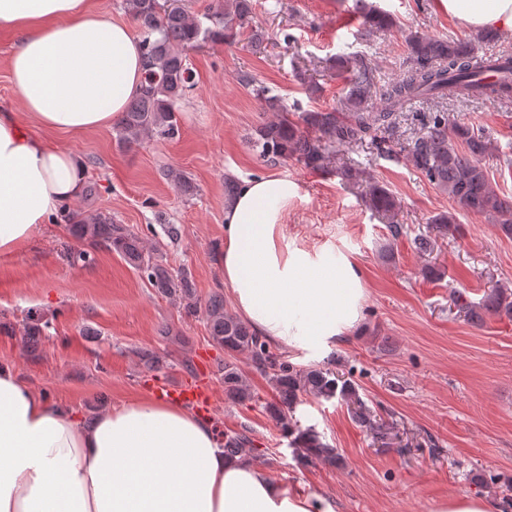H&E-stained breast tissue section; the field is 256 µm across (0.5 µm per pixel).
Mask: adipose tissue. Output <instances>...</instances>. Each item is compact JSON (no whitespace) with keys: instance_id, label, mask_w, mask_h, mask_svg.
<instances>
[{"instance_id":"obj_1","label":"adipose tissue","mask_w":512,"mask_h":512,"mask_svg":"<svg viewBox=\"0 0 512 512\" xmlns=\"http://www.w3.org/2000/svg\"><path fill=\"white\" fill-rule=\"evenodd\" d=\"M461 28L512 31V0H436ZM0 31L17 35L10 80L21 109L0 113V254L32 241L80 196L72 150L28 132L108 127L140 90L141 42L90 0H0ZM300 188L271 173L241 180L224 208L219 262L235 312L267 344L318 360L363 319L359 268L333 245L288 236ZM0 512H335L291 492L246 457L226 458L209 420L152 397L92 421L0 363Z\"/></svg>"}]
</instances>
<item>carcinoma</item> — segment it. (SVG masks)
I'll return each mask as SVG.
<instances>
[{"mask_svg":"<svg viewBox=\"0 0 512 512\" xmlns=\"http://www.w3.org/2000/svg\"><path fill=\"white\" fill-rule=\"evenodd\" d=\"M128 13L139 32L146 60L145 86L134 96L117 125L120 140L128 145L153 136L172 137L178 133L176 106L194 89L186 65V52L206 43L218 42L224 32L235 26L243 27L252 18L253 0H213L202 14L192 18L181 0H125ZM356 14L367 33L386 31L395 26L394 18L368 2L355 0ZM501 35L492 31L478 33L472 40L441 38L413 34L406 38L408 56L400 76L380 87L366 62L354 58L351 90L342 111L302 112L298 105L287 106L268 90L259 86L255 95L277 113L274 120L257 128L249 144L263 159L276 162L290 156L305 166L323 168L330 158V148L344 147L375 138V132L393 127L399 112L414 100L454 98L458 89L490 99L512 93V72L495 84L483 78L484 67L477 64L480 45L495 43ZM384 106H370L372 89ZM319 133L310 138L302 127ZM385 157L405 156L431 184L450 197L463 211L488 218L505 237L512 238V199L500 196L494 189L483 159L494 154L496 146L489 136L461 122H449L448 113L435 112L423 123V130L393 148L387 142L376 143ZM372 207L385 215L400 208L397 199L384 187L369 184ZM64 225L67 233L88 249L71 251L72 262H86L91 251L111 250L140 270L148 282L167 298L183 303L188 316L203 314L212 340L224 348L227 358L218 363L216 373L224 383L225 395L235 401L251 400L254 395L235 356L247 354L254 367L271 382L277 402L267 406L282 433L292 438L299 449L297 455L305 463L313 461L337 464L335 449L324 443L314 428L302 427L296 418L301 397L332 399L336 396L357 404L354 415L368 418L365 404L349 380H339L329 368L297 370L269 347L245 322L224 310V294L212 292L204 304L196 302V290L191 273L185 269L174 274L153 261L142 239L127 225L117 224L103 212L86 213L60 207L53 218ZM436 232L456 238L461 225L452 214H440L431 220ZM450 300L468 320L483 321L484 314L512 316V289L501 286L485 296L481 304L468 301L458 290L450 291ZM48 322L36 314L27 317L25 343L34 346L44 336ZM249 431L224 433V455L234 458L252 450Z\"/></svg>","mask_w":512,"mask_h":512,"instance_id":"1","label":"carcinoma"}]
</instances>
